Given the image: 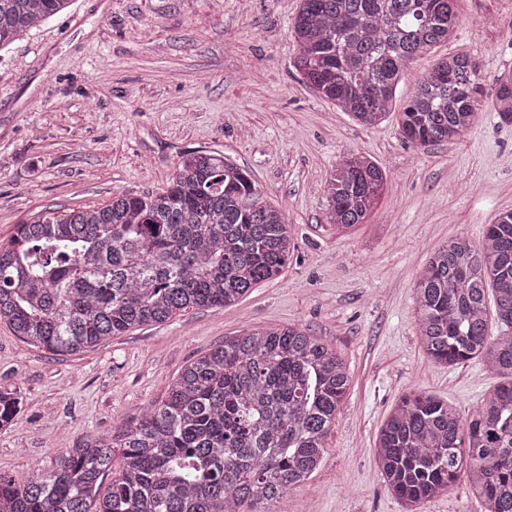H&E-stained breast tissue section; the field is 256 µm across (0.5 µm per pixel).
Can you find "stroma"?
Wrapping results in <instances>:
<instances>
[{
    "label": "stroma",
    "mask_w": 512,
    "mask_h": 512,
    "mask_svg": "<svg viewBox=\"0 0 512 512\" xmlns=\"http://www.w3.org/2000/svg\"><path fill=\"white\" fill-rule=\"evenodd\" d=\"M299 0H72L0 50V244L46 211L99 207L165 188L178 159L224 153L256 201L283 210L296 249L282 274L238 304L191 310L77 356L27 345L0 318V386L20 389L0 430V472L24 480L88 435H108L166 396L185 365L252 327L299 325L343 357L348 392L319 468L272 512H404L384 487L379 429L400 397L433 394L467 416L500 378L481 359L430 362L414 285L453 238L481 243L512 210V125L492 107L512 70V0H457L448 42L401 73L393 116L359 126L292 66ZM474 57L480 112L458 140L404 141L396 112L437 59ZM388 174L367 223L336 234L327 181L347 153Z\"/></svg>",
    "instance_id": "obj_1"
}]
</instances>
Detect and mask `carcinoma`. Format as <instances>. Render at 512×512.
Masks as SVG:
<instances>
[{"label": "carcinoma", "instance_id": "obj_1", "mask_svg": "<svg viewBox=\"0 0 512 512\" xmlns=\"http://www.w3.org/2000/svg\"><path fill=\"white\" fill-rule=\"evenodd\" d=\"M70 3L0 0V49ZM456 26L455 0H301L295 69L358 124L375 126L403 68ZM481 92L475 58L438 59L400 112L403 138L455 141L476 121ZM492 103L512 124V74L496 79ZM386 183L371 159L343 157L327 184V223L338 232L365 223ZM254 194L247 170L198 150L178 160L161 193L19 224L0 247V317L25 343L77 355L191 309L234 305L277 277L292 252L283 212L249 203ZM490 291L504 326L496 336ZM415 294L432 362L479 357L506 382L466 419L425 392L404 395L376 439L384 484L420 512L464 471L484 512H512V211L495 217L481 245L459 237L437 250ZM349 383L339 354L300 326L226 337L141 417L86 437L21 482L0 473V512H270L320 466ZM20 403L19 389L0 387V429Z\"/></svg>", "mask_w": 512, "mask_h": 512}]
</instances>
